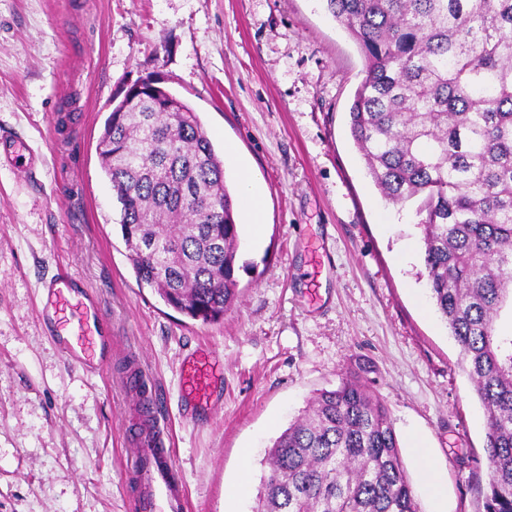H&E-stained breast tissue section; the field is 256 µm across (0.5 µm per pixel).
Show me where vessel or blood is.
<instances>
[{"label": "vessel or blood", "instance_id": "vessel-or-blood-1", "mask_svg": "<svg viewBox=\"0 0 512 512\" xmlns=\"http://www.w3.org/2000/svg\"><path fill=\"white\" fill-rule=\"evenodd\" d=\"M47 298L53 308L55 336L67 356L90 369L101 360L109 340L91 324V306L87 302H71L72 280L67 272H58L46 285ZM218 364L210 355L201 353L188 359L183 366L184 386L197 402L209 403L211 382ZM168 427L160 414H153L145 435L136 450L131 468L139 487L136 512H187L185 487L167 448Z\"/></svg>", "mask_w": 512, "mask_h": 512}]
</instances>
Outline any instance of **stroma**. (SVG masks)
<instances>
[{
  "label": "stroma",
  "instance_id": "stroma-1",
  "mask_svg": "<svg viewBox=\"0 0 512 512\" xmlns=\"http://www.w3.org/2000/svg\"><path fill=\"white\" fill-rule=\"evenodd\" d=\"M366 66L323 0H0V133L35 157L26 174L0 159V512H134L148 391L190 512H253L274 440L348 369L389 412L418 512H483V409L429 294L416 205L382 197L350 135ZM151 76L216 151L235 145L229 187L245 172L266 191L218 323L139 283L99 163L109 112ZM62 267L112 337L99 371L40 317ZM202 350L223 366L207 405L181 374Z\"/></svg>",
  "mask_w": 512,
  "mask_h": 512
}]
</instances>
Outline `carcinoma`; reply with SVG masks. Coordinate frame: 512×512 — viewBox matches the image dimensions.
<instances>
[{
	"label": "carcinoma",
	"mask_w": 512,
	"mask_h": 512,
	"mask_svg": "<svg viewBox=\"0 0 512 512\" xmlns=\"http://www.w3.org/2000/svg\"><path fill=\"white\" fill-rule=\"evenodd\" d=\"M365 77L349 110L392 204L419 200L427 283L487 420L484 512H512V0H326ZM139 282L203 323L237 302L240 247L224 162L198 114L150 86L98 143ZM254 512H416L382 402L348 372L268 451Z\"/></svg>",
	"instance_id": "obj_1"
}]
</instances>
